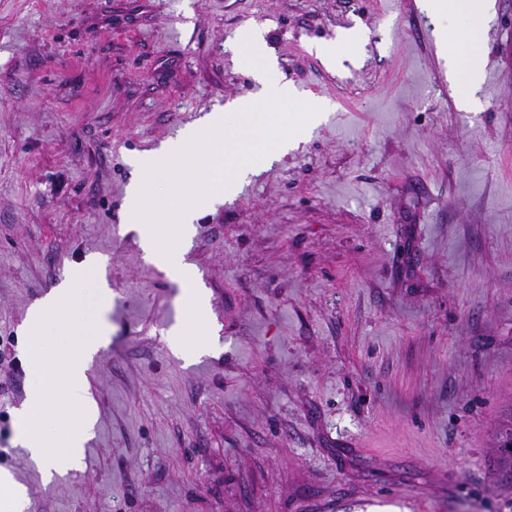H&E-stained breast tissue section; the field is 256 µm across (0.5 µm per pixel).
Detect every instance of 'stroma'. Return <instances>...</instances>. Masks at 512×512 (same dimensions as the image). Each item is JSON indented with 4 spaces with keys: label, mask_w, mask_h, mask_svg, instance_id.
<instances>
[{
    "label": "stroma",
    "mask_w": 512,
    "mask_h": 512,
    "mask_svg": "<svg viewBox=\"0 0 512 512\" xmlns=\"http://www.w3.org/2000/svg\"><path fill=\"white\" fill-rule=\"evenodd\" d=\"M360 25L336 65L319 48ZM418 0H0V470L26 512H512V0L457 107ZM263 31L301 101L295 148L199 212L184 254L218 341L168 337L183 285L130 228L133 157L252 97ZM112 298L79 470L16 441L30 308L86 257Z\"/></svg>",
    "instance_id": "obj_1"
}]
</instances>
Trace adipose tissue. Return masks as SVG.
Listing matches in <instances>:
<instances>
[{"instance_id":"ef3b65f1","label":"adipose tissue","mask_w":512,"mask_h":512,"mask_svg":"<svg viewBox=\"0 0 512 512\" xmlns=\"http://www.w3.org/2000/svg\"><path fill=\"white\" fill-rule=\"evenodd\" d=\"M422 9L430 16H448L458 19V26L436 30V40L440 47L463 42L469 45L466 57L448 59L449 75L465 71L466 79L458 87L462 106L470 107L477 103V93L482 84L483 58L481 34L494 11V0H421Z\"/></svg>"}]
</instances>
